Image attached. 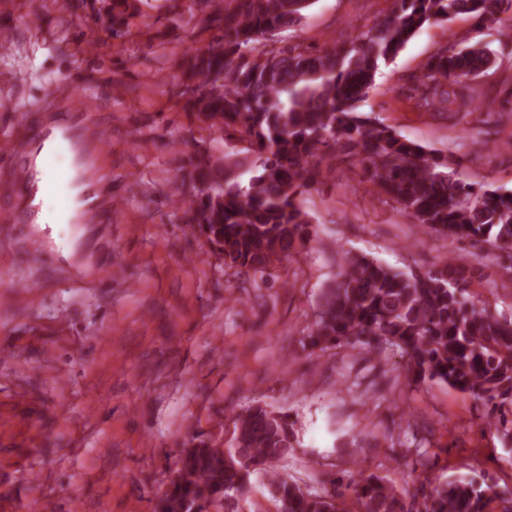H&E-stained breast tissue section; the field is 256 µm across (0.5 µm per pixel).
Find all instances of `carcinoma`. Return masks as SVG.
I'll return each instance as SVG.
<instances>
[{
    "label": "carcinoma",
    "mask_w": 512,
    "mask_h": 512,
    "mask_svg": "<svg viewBox=\"0 0 512 512\" xmlns=\"http://www.w3.org/2000/svg\"><path fill=\"white\" fill-rule=\"evenodd\" d=\"M95 21L114 37L142 0H105ZM195 0L201 22L218 31L183 56L184 110L211 131L186 139L178 194L181 221L224 266L270 277L304 247L311 219L302 195L320 164L343 156L422 233L485 243L512 258V195L457 176L440 151L409 140L362 109L380 67L393 61L433 18L460 15L500 23L501 0H393L390 16L349 45L313 51L281 44L310 0ZM497 63L488 46L442 49L417 77L418 112H466L471 84ZM235 145L223 152L224 139ZM473 264L450 255L424 274L403 272L343 251L336 281L322 295L305 346L364 352L393 348L407 384L433 382L468 395L482 419L512 441V316L472 300ZM218 448L201 440L181 451L177 481L155 512H257L251 477L263 474L277 512H512L491 482L465 476L415 477V491L360 468L345 489L313 491L277 469L298 444L288 416L266 404L231 418Z\"/></svg>",
    "instance_id": "1"
}]
</instances>
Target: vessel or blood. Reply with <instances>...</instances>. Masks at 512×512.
<instances>
[{
  "label": "vessel or blood",
  "mask_w": 512,
  "mask_h": 512,
  "mask_svg": "<svg viewBox=\"0 0 512 512\" xmlns=\"http://www.w3.org/2000/svg\"><path fill=\"white\" fill-rule=\"evenodd\" d=\"M57 113L44 116L27 125L22 137L0 139V157L9 159L12 172L0 182V222L35 224L40 220L36 198L51 171V163L59 152L73 157L75 186L85 191L80 207L64 210L70 224H96L111 220L123 210V196L106 192L98 175V160L108 136L88 116L89 107L80 101L72 85L58 81L53 89Z\"/></svg>",
  "instance_id": "vessel-or-blood-1"
}]
</instances>
